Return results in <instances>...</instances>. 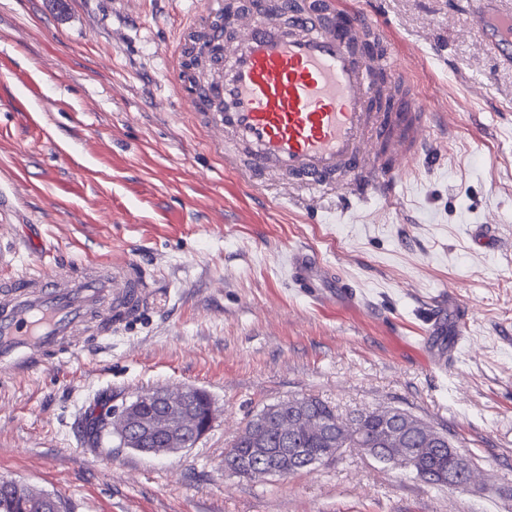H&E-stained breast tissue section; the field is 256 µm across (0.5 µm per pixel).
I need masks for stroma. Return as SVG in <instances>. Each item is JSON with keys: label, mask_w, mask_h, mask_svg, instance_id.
<instances>
[{"label": "stroma", "mask_w": 512, "mask_h": 512, "mask_svg": "<svg viewBox=\"0 0 512 512\" xmlns=\"http://www.w3.org/2000/svg\"><path fill=\"white\" fill-rule=\"evenodd\" d=\"M200 2L0 0V270L131 258L155 284L140 318L0 387V478L72 512H512V64L480 50L469 0H345L411 60L440 152L346 212L225 168L172 98L167 51ZM299 251L319 295L288 279ZM436 305L443 368L423 356ZM161 387L209 394L193 447L87 434L90 407ZM307 395L406 409L473 483L434 488L359 448L285 478L225 470L253 416Z\"/></svg>", "instance_id": "obj_1"}]
</instances>
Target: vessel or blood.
Listing matches in <instances>:
<instances>
[{
    "label": "vessel or blood",
    "instance_id": "obj_1",
    "mask_svg": "<svg viewBox=\"0 0 512 512\" xmlns=\"http://www.w3.org/2000/svg\"><path fill=\"white\" fill-rule=\"evenodd\" d=\"M204 0L186 21L171 57L178 75L186 47L197 54L189 109L225 165L252 179L279 172L293 187L334 188L345 206L392 195L400 159L427 160L434 146L430 114L408 81L410 65L367 56L383 37L364 11L340 27V0H277L273 11L237 0ZM483 48L512 63V12L500 0H476ZM292 279L302 291L320 285L305 254ZM146 285L129 259L90 260L0 277V379L30 375L84 341L93 320L113 324L145 307Z\"/></svg>",
    "mask_w": 512,
    "mask_h": 512
}]
</instances>
